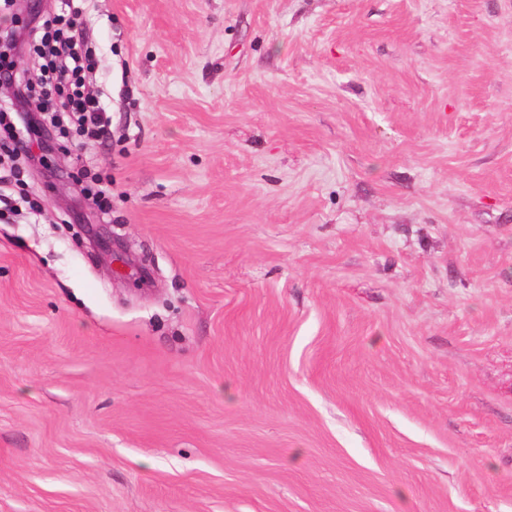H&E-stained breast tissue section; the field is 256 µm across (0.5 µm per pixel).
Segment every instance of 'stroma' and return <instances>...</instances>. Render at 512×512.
Returning a JSON list of instances; mask_svg holds the SVG:
<instances>
[{
	"label": "stroma",
	"instance_id": "stroma-1",
	"mask_svg": "<svg viewBox=\"0 0 512 512\" xmlns=\"http://www.w3.org/2000/svg\"><path fill=\"white\" fill-rule=\"evenodd\" d=\"M82 33L108 139L0 129V512H512V0ZM84 226L88 229V245L92 252L111 259L113 256L115 260L129 264V259L123 256L126 252L112 239V232L108 235H99L93 231V224H84Z\"/></svg>",
	"mask_w": 512,
	"mask_h": 512
}]
</instances>
